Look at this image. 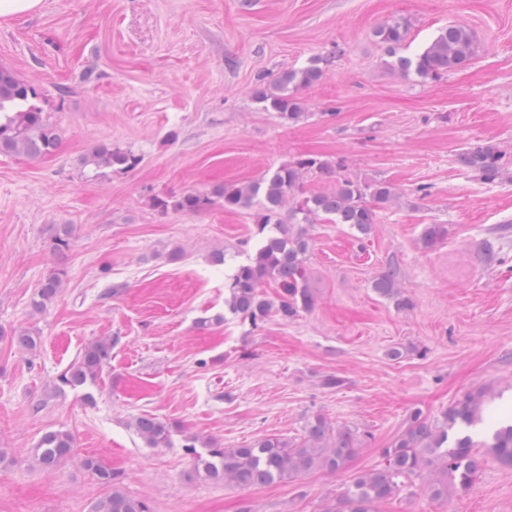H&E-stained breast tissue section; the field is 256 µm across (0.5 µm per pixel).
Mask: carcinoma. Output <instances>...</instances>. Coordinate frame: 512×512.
<instances>
[{"mask_svg":"<svg viewBox=\"0 0 512 512\" xmlns=\"http://www.w3.org/2000/svg\"><path fill=\"white\" fill-rule=\"evenodd\" d=\"M408 32V22L401 17L386 20L373 31V36L392 58L388 65L404 76L413 74L422 80H436L468 64L478 51L475 36L467 26L450 24L441 28L415 57L401 56L399 51ZM321 73V68L313 64L285 71L271 81L260 76L253 94L265 110L296 124L307 116L298 93L315 84ZM37 98L39 94L33 85L19 78L13 70L0 66V104H24L7 120L0 119V155L23 154L37 159L54 153L59 146L60 129L34 103ZM501 160L500 151L493 146L476 145L455 154V164L461 170L486 181L501 174ZM138 163L135 155L105 144L81 158L82 167L92 168V179L98 178L105 169L122 173L134 169ZM310 173L330 175L331 166L313 156H300L249 184L222 183L210 189L152 198L153 207L159 211L173 210L187 216L203 212L218 202L228 210L258 207L257 230L264 235L265 242L246 262L235 267L227 284L231 312L254 326L265 322L273 313L288 320L314 305L305 264L310 239L304 225L345 224L364 239L376 223L377 213L389 208L398 198L395 187L389 182L367 183L341 176L336 177L330 189L307 193L301 184ZM445 234L443 225L427 224L422 240L430 247ZM71 238L70 225H57L54 249H68ZM398 276L397 268L389 266L373 281V288L392 300L397 308L406 309L411 303L395 287ZM269 282L280 288L274 301L262 291ZM60 288V275L46 278L33 298L34 309L44 310L56 299ZM111 355V341L99 339L90 343L53 382V389L59 391L64 386L75 388L94 383ZM483 398L480 390L465 394L443 414L440 423L418 414L410 417L395 442L383 449L385 466L357 476L335 502L327 504L324 512H375L376 504L396 494L400 479L421 472L429 474L427 490L430 495L443 503L448 502L452 494L467 490L482 469L484 459L469 435L448 443V430L458 424L471 428L482 423ZM135 427L153 448L165 447L171 441L173 426L154 417L136 418ZM73 448L74 439L69 432H49L36 448L35 460L45 468H53L70 458ZM490 448L502 462L512 465V425L494 430ZM357 449V438L351 430H340L333 436L320 416L309 422L307 435L298 442L266 436L240 448H208L203 455L195 447L187 446V451L196 457L198 472L205 478L240 488L297 480L315 468L336 471ZM81 465L108 487V492L94 503L91 512H149L146 502L121 490L112 470L97 459L88 457Z\"/></svg>","mask_w":512,"mask_h":512,"instance_id":"obj_1","label":"carcinoma"}]
</instances>
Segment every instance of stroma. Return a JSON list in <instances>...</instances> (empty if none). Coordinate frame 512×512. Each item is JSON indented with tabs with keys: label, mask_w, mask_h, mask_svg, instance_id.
<instances>
[{
	"label": "stroma",
	"mask_w": 512,
	"mask_h": 512,
	"mask_svg": "<svg viewBox=\"0 0 512 512\" xmlns=\"http://www.w3.org/2000/svg\"><path fill=\"white\" fill-rule=\"evenodd\" d=\"M395 16L409 23L407 54L454 23L479 51L438 80L403 77L373 36ZM316 60L323 75L300 93L299 124L256 103L257 74ZM0 65L35 85L62 135L47 157L0 155V512H90L106 489L83 469L89 456L151 512H322L384 467L413 412L440 418L480 389L474 440L512 423V232L500 265L481 260L492 231L512 225V0H42L0 18ZM101 143L138 166L88 180L79 159ZM485 143L503 157L492 181L453 161ZM303 155L390 182L400 198L362 240L343 224L308 226L313 308L255 327L230 312L224 286L260 241L254 210L187 216L150 200L246 184ZM60 224L74 233L63 252L52 247ZM428 224L447 230L431 247ZM391 262L404 310L372 287ZM56 272L59 295L34 310ZM24 330L36 351L18 346ZM103 337L112 357L96 384L53 391ZM330 374L344 386L323 388ZM140 416L173 426L167 447H148ZM318 416L363 440L341 470L251 488L195 473L191 438L297 441ZM56 430L72 434L73 456L46 469L33 452ZM423 486L414 479L376 512H512V466L490 454L448 502Z\"/></svg>",
	"instance_id": "obj_1"
}]
</instances>
